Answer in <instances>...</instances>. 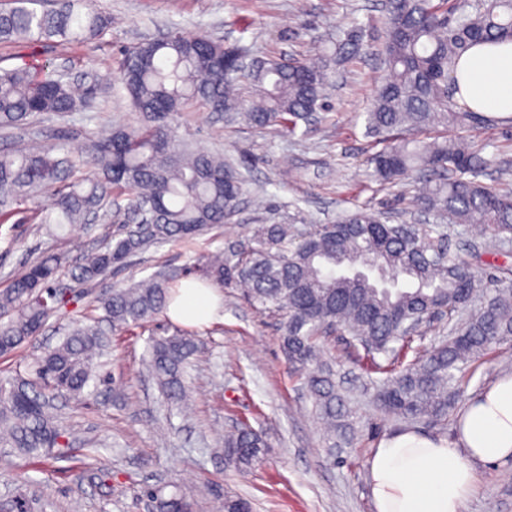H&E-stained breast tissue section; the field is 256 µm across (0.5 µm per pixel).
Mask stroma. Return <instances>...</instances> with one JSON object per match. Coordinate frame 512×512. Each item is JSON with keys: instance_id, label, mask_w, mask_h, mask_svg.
<instances>
[{"instance_id": "1", "label": "stroma", "mask_w": 512, "mask_h": 512, "mask_svg": "<svg viewBox=\"0 0 512 512\" xmlns=\"http://www.w3.org/2000/svg\"><path fill=\"white\" fill-rule=\"evenodd\" d=\"M111 14L112 29L87 47L53 42L37 49L0 44V68L25 63L29 56L50 63L56 74L76 77L94 71L101 90L91 108L61 119L44 114L27 125L0 130V150L21 149L39 137L55 152L76 150L94 132L133 126L138 114L116 80L124 48L176 28L204 33L229 45L246 46L259 58L309 59L320 56L343 32L358 27L360 53L332 68L325 90L327 106L315 122L288 136L258 130L244 121L227 123L223 114L194 105L178 120L177 133L196 147L221 151L246 174L249 191L226 223L199 236L194 245L168 242L149 247L111 275L78 294L74 303L46 323L36 344L0 356V381L30 374L43 346L56 344L77 311L103 290L140 281L159 270L184 272L208 253L229 243L252 242L258 224H285L295 233L315 224L335 223L343 211L361 205L381 212L392 224L413 223L412 185H383L368 159L381 148L367 135L365 114L378 82L387 72L383 51L384 0H95ZM483 155H497V166L483 183L512 189V120L476 132L452 129ZM120 224L98 220L65 228L52 237L37 225L0 224V289L29 262L46 252L75 265L81 250L121 233ZM451 254L470 262L480 279L512 269V245L497 246L480 229L457 225L448 236ZM214 319L194 328V402L190 412L171 406L142 365L149 341L180 331L159 314L143 326L114 335L105 382L86 389L80 401H56L53 413L64 430L72 457L31 463L0 452V512H156L151 488L181 489L194 512H223L225 495L250 501L252 512H375L367 460L381 439L407 427L361 402L353 447L323 445V430L302 380L293 374L280 348L282 315L262 311L244 289L220 291ZM512 374V347L501 346L466 366L465 383L447 427L416 423L417 432L453 438L467 403L501 376ZM248 423L263 431L269 448L247 472L224 461V434ZM474 489L465 512H512V459L473 462Z\"/></svg>"}]
</instances>
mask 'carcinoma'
Masks as SVG:
<instances>
[{"instance_id": "1", "label": "carcinoma", "mask_w": 512, "mask_h": 512, "mask_svg": "<svg viewBox=\"0 0 512 512\" xmlns=\"http://www.w3.org/2000/svg\"><path fill=\"white\" fill-rule=\"evenodd\" d=\"M41 4V9L34 8ZM112 16L90 0H15L0 10V43L28 45L55 41L84 45L102 38ZM384 52L388 74L377 85L367 133L384 144L369 164L385 184L411 173L426 186L413 206L433 216V224H387L372 210L350 211L334 224L307 234L289 233L286 224H259L255 245H230L207 256L202 269L216 288H243L255 304L283 312L281 347L294 372L304 377L324 439L336 448L352 443L356 395L321 363L320 333L335 328L352 335L362 349L357 367L368 383L360 395L387 414L405 420L448 424L460 393L461 365L494 352L512 338V280L499 278L485 293L465 260L445 249L448 225L475 224L506 244L512 242V191L478 177L492 165L472 147L448 139H428L439 127L477 131L491 125L480 112L459 104L455 67L474 44L512 40V0H385ZM350 29L330 50L340 63L361 49ZM141 122L102 129L76 151L62 156L32 141L0 153V224L39 191L52 192L51 204L30 211L34 224H87L112 216L106 204L125 198L144 222L109 238L63 273L61 258L47 253L0 291V354L36 339L46 322L113 267L165 242H190L224 223L247 192L238 167L221 152L196 148L175 134L174 121L201 103L252 127L293 135L324 105L325 60L254 59L237 70L223 42L200 33L172 31L141 42L123 54L117 74ZM248 83L256 98L246 100L237 86ZM95 74L64 81L44 62L0 69V128L18 127L33 116H66L98 93ZM178 276L159 273L98 295L91 308L71 322L60 343L45 349L31 377L0 384V447L28 460L50 457L62 430L46 411L50 398L78 399L102 380L94 359L112 343L98 324L115 334L162 313ZM456 321L429 351L413 346L407 330L426 315ZM198 350L187 333L152 338L148 371L174 406L187 404L189 358ZM413 358H408V355ZM267 451L263 434L242 424L224 434L228 467L244 472ZM158 512H192L179 491L149 490ZM224 512H251L248 500L224 496Z\"/></svg>"}]
</instances>
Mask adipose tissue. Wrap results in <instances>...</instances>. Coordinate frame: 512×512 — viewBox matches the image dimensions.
<instances>
[{"label": "adipose tissue", "instance_id": "ef3b65f1", "mask_svg": "<svg viewBox=\"0 0 512 512\" xmlns=\"http://www.w3.org/2000/svg\"><path fill=\"white\" fill-rule=\"evenodd\" d=\"M457 77L475 111L512 117V41L479 44L459 60ZM216 289L185 281L168 307L179 323L199 325L216 313ZM512 457V375L499 378L468 402L454 439L407 428L384 438L368 461L376 512H464L474 474L472 460Z\"/></svg>", "mask_w": 512, "mask_h": 512}]
</instances>
